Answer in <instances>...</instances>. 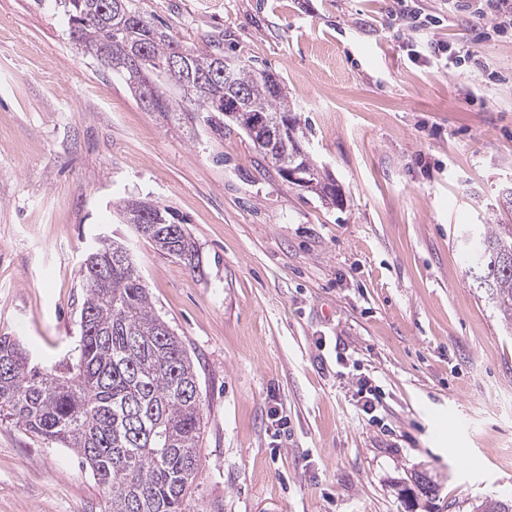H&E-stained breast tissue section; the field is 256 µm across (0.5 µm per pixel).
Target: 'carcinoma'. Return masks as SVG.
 I'll use <instances>...</instances> for the list:
<instances>
[{
    "mask_svg": "<svg viewBox=\"0 0 512 512\" xmlns=\"http://www.w3.org/2000/svg\"><path fill=\"white\" fill-rule=\"evenodd\" d=\"M68 16V35L80 51L118 74L130 92L165 65L180 47L192 81L175 95L160 94L156 111L181 120L207 113L219 135L234 125L250 133L253 113L291 111L283 81L243 65L234 87L245 92L250 109L224 115V80L206 91L195 81L210 75L222 55L174 40L150 19L137 31L122 26L137 15L131 0H59ZM142 45L152 65L127 64ZM288 165L309 175L319 171L308 151H288ZM116 210L134 218L154 210L165 223L142 238L190 269L198 249L185 229L170 231L174 213L158 202L127 199ZM467 275L484 291L512 334V224L476 229L466 235ZM130 248L119 239L93 246L95 259L82 267L86 297L80 312V341L74 362L59 372L30 366L19 341L0 337V418L43 440L68 448L87 465L104 490L102 512H185L184 501L200 473L202 399L197 373L182 340L155 312L143 278L119 264ZM472 512H512V503L485 498Z\"/></svg>",
    "mask_w": 512,
    "mask_h": 512,
    "instance_id": "obj_1",
    "label": "carcinoma"
}]
</instances>
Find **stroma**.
I'll return each instance as SVG.
<instances>
[{"label":"stroma","instance_id":"1","mask_svg":"<svg viewBox=\"0 0 512 512\" xmlns=\"http://www.w3.org/2000/svg\"><path fill=\"white\" fill-rule=\"evenodd\" d=\"M185 45L284 82L342 205L286 182L234 129L145 109L72 46L55 0H0V336L32 364L80 337L81 265L128 240L203 399L185 512H471L512 499V336L467 276L474 224H512V32L447 0L436 39L480 68L413 60L390 0H136ZM168 206L189 269L116 204ZM378 385L375 417L354 381ZM428 473L437 497L413 496ZM67 449L0 420V512H101Z\"/></svg>","mask_w":512,"mask_h":512}]
</instances>
